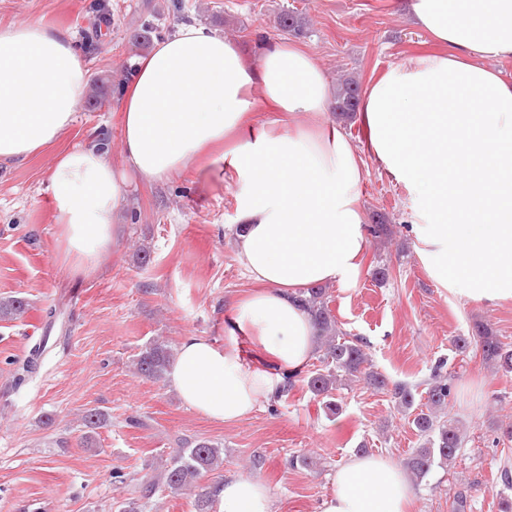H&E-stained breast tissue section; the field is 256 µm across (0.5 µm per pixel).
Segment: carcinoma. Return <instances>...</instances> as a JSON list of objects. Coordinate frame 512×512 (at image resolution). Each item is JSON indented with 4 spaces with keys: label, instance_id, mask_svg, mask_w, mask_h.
Listing matches in <instances>:
<instances>
[{
    "label": "carcinoma",
    "instance_id": "obj_1",
    "mask_svg": "<svg viewBox=\"0 0 512 512\" xmlns=\"http://www.w3.org/2000/svg\"><path fill=\"white\" fill-rule=\"evenodd\" d=\"M157 31L154 24L142 22L128 34V42L137 49L147 47ZM108 85L103 82L93 86L87 101L89 110L96 111L107 102ZM360 101V86L353 79H345L339 84L336 95L335 112L339 116H349L356 112ZM297 300L313 318L319 330V355L322 368L309 372L302 382L308 391L324 399V408L334 414L339 410L332 401L340 377L350 382L363 383L376 392H388L398 410L408 413L415 407L417 387L407 383H392L382 373L375 370L370 362L366 345L358 338L348 339L336 325V319L328 306L326 289L307 288L299 292ZM26 312V303L20 298L0 300V317L16 319ZM49 337H42L30 351L21 371L16 376L17 384L25 382L42 360ZM476 345L483 361L497 365L506 372H512V346L503 343L493 330L484 325L476 326L475 336L458 337L455 345L464 352ZM173 357V351L158 340L147 344L135 361L136 373L148 379L160 381ZM446 363L438 362L425 382V408L414 414L412 424L424 442L412 449L404 461V467L411 475L422 480L434 467L450 465L462 451L464 425L457 419L443 417L447 412L451 396V377L445 370ZM224 462V449L210 441H196L186 448H178L170 462L158 478L142 483L139 496L131 497L122 503L121 512H142L144 501L150 499L160 487L177 494L185 489L193 492L194 512H213L217 499L215 485L201 482V477L217 470ZM503 489L501 512H512V468L503 465L500 471Z\"/></svg>",
    "mask_w": 512,
    "mask_h": 512
}]
</instances>
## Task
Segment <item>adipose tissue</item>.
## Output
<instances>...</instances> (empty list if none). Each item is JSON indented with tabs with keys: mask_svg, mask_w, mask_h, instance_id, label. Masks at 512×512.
I'll list each match as a JSON object with an SVG mask.
<instances>
[{
	"mask_svg": "<svg viewBox=\"0 0 512 512\" xmlns=\"http://www.w3.org/2000/svg\"><path fill=\"white\" fill-rule=\"evenodd\" d=\"M446 52L409 56L364 89L365 144L325 119L332 84L314 56L281 40L258 64L200 25H179L136 62L121 100L122 154L84 144L60 152L47 191L56 245L76 274L99 266L120 235L133 181L196 168L224 172L234 193L236 259L253 287L225 318V344L183 337L166 382L188 409L235 423L317 353L299 291L356 282L367 252L364 158L403 185L415 251L453 296L512 301V0H393ZM89 70L71 37L40 23L0 26V161L28 157L73 126ZM278 117L259 123L257 102ZM266 356L248 365L242 344ZM320 512H410L414 490L390 459L339 466ZM219 512H274L258 477L219 482Z\"/></svg>",
	"mask_w": 512,
	"mask_h": 512,
	"instance_id": "1",
	"label": "adipose tissue"
}]
</instances>
